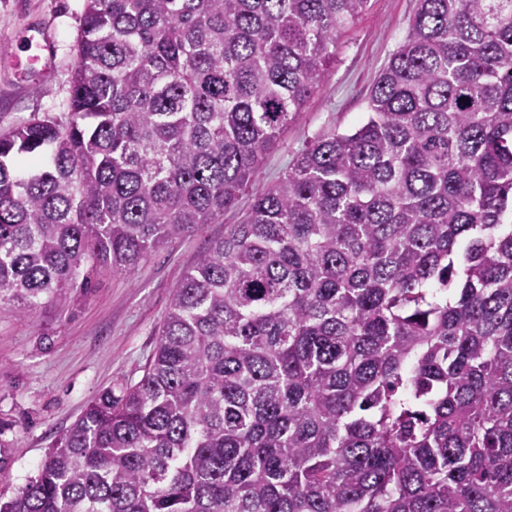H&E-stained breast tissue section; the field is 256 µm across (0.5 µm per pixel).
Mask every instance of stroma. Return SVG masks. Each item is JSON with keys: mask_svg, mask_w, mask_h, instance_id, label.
Listing matches in <instances>:
<instances>
[{"mask_svg": "<svg viewBox=\"0 0 512 512\" xmlns=\"http://www.w3.org/2000/svg\"><path fill=\"white\" fill-rule=\"evenodd\" d=\"M417 0H370L340 37L336 59L304 110L288 123L258 175L220 224H206L149 255L126 276L99 270L91 290L22 316L0 307V434L9 461L0 494L12 496L38 467L58 431L105 390L121 391L143 376L173 290L198 255L243 220L254 198L288 167L306 141L328 129L349 132L364 116L380 69L404 37ZM85 0H0V132L38 115L66 125L75 39ZM46 29L54 56L46 78L16 69L24 33Z\"/></svg>", "mask_w": 512, "mask_h": 512, "instance_id": "obj_1", "label": "stroma"}]
</instances>
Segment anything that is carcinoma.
<instances>
[{
    "instance_id": "carcinoma-1",
    "label": "carcinoma",
    "mask_w": 512,
    "mask_h": 512,
    "mask_svg": "<svg viewBox=\"0 0 512 512\" xmlns=\"http://www.w3.org/2000/svg\"><path fill=\"white\" fill-rule=\"evenodd\" d=\"M369 0H86L69 123L0 135L29 315L220 224ZM0 512H512V0H417Z\"/></svg>"
}]
</instances>
